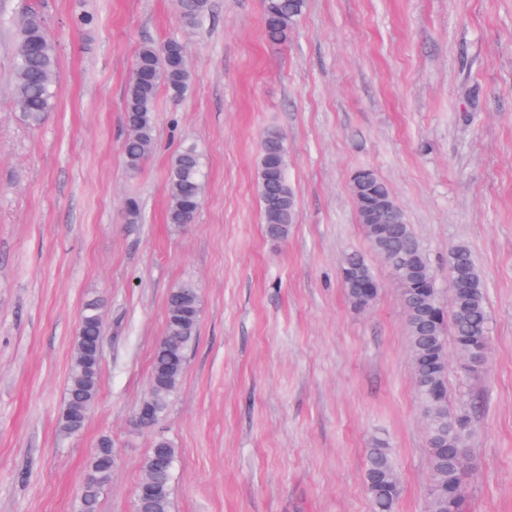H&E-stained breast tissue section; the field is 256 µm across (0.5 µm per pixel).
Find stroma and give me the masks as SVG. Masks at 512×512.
<instances>
[{"label": "stroma", "instance_id": "35a3bbf8", "mask_svg": "<svg viewBox=\"0 0 512 512\" xmlns=\"http://www.w3.org/2000/svg\"><path fill=\"white\" fill-rule=\"evenodd\" d=\"M184 29L173 0H0V512H75L101 436L118 455L98 512H133L155 440L176 448L171 512H371L374 439L398 473L397 512H426V428L392 275L349 190L372 170L428 252H472L491 317L489 368L450 373L473 401L475 471L465 512H512V0H308L294 38L271 45L263 0H209ZM56 45L57 105L29 127L14 104L25 7ZM175 38L192 84L156 100L152 154L126 169L124 92L140 46ZM282 132L296 221L266 233L260 143ZM204 152L193 224L166 222L175 151ZM139 223L125 219L128 199ZM380 291L355 309L346 253ZM197 285L199 341L151 430L150 387L170 290ZM100 298L101 388L82 432L61 439L82 304Z\"/></svg>", "mask_w": 512, "mask_h": 512}]
</instances>
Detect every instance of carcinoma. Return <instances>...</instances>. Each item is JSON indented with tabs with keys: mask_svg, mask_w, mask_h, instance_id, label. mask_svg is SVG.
<instances>
[{
	"mask_svg": "<svg viewBox=\"0 0 512 512\" xmlns=\"http://www.w3.org/2000/svg\"><path fill=\"white\" fill-rule=\"evenodd\" d=\"M307 7V0H264L263 24L267 40L286 44ZM208 9V0H178V14L186 28L196 27ZM27 25L18 31L20 46L14 59V103L27 125L38 128L56 107L55 78L58 56L55 44L41 42L35 52L22 48L37 36L40 15L26 8ZM186 49L169 53L145 44L136 56V69L143 77L131 78L124 96L127 137L123 155L128 171H140L154 146L155 103L160 87L169 97L181 100L187 93L191 73L185 63ZM285 138L275 128L266 130L259 154L257 189L267 232L274 239H286L296 218V198L287 176ZM204 184V154L194 143L183 145L171 157L168 167L166 221L183 228L194 223L201 205ZM359 220L366 212L384 205L391 212L386 224H365L363 231L372 250L390 270L399 288L405 318L409 357L415 389L427 430L429 457L427 512H462L472 475L468 464L475 421L471 408L452 403L448 390V343L463 358L464 372L477 355L488 356L491 317L478 266L470 249L458 245L448 252V267L463 289L452 288L443 303L425 248L408 224L401 206L388 186L369 169L357 170L350 180ZM342 269L373 275L365 257L348 253ZM202 300L198 288L182 283L168 297L165 332L151 362L150 389L141 402L137 417L141 426L165 415L171 397L182 381L190 352L198 341ZM102 303L87 300L80 312L66 401L59 420V433L70 438L81 433L100 390V347L103 345ZM462 417L470 421L466 432L456 427ZM177 451L166 438L154 442L138 484L141 500L134 512H171L172 478ZM117 457L109 436L100 437L87 462L85 482L76 512H97L102 490L109 484ZM390 448L381 441L368 449L365 489L372 512H395L400 484Z\"/></svg>",
	"mask_w": 512,
	"mask_h": 512,
	"instance_id": "carcinoma-1",
	"label": "carcinoma"
}]
</instances>
